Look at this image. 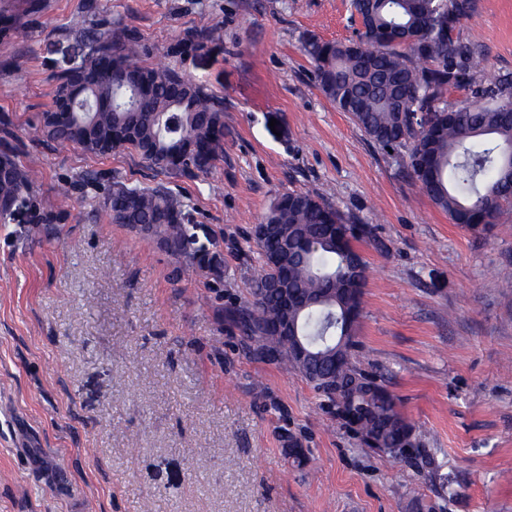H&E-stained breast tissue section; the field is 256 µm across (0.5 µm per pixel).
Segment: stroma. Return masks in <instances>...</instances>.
Masks as SVG:
<instances>
[{
  "label": "stroma",
  "instance_id": "obj_1",
  "mask_svg": "<svg viewBox=\"0 0 512 512\" xmlns=\"http://www.w3.org/2000/svg\"><path fill=\"white\" fill-rule=\"evenodd\" d=\"M486 74L512 73V0H478ZM0 115L37 172L0 224V512H512V206L486 230L454 224L320 91L303 46L343 40L349 0H0ZM132 30L224 99V152L182 178L197 243L224 276L175 271L75 183L154 184L127 152L93 157L34 140L56 79L91 43L74 19ZM218 29L184 53L188 33ZM357 224L368 279L357 359L424 428L405 458L362 447L311 383L255 358L228 310L259 272L253 229L288 191Z\"/></svg>",
  "mask_w": 512,
  "mask_h": 512
}]
</instances>
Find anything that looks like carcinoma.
Instances as JSON below:
<instances>
[{"label":"carcinoma","mask_w":512,"mask_h":512,"mask_svg":"<svg viewBox=\"0 0 512 512\" xmlns=\"http://www.w3.org/2000/svg\"><path fill=\"white\" fill-rule=\"evenodd\" d=\"M350 8L358 39L305 42L322 93L375 143L405 149L413 183L453 223L474 231L495 223L512 203V163L504 156L512 145V74L485 78L476 37L460 32L477 0H351ZM74 28L96 51L58 78L37 141L75 145L95 157L134 153L169 179L210 172L224 152V99L166 65L142 62L132 33L96 32L81 19ZM455 92L463 97L452 98ZM35 182L36 172L20 165L16 147L1 139L0 223L12 219L23 199L30 221L54 234L53 216L28 197ZM102 207L112 223L155 241L179 263L223 275L222 263L188 233L189 204L165 183L140 188L115 181ZM263 223L277 225V233L254 238L260 272L246 305L230 313L232 322L253 356L297 371L334 402L364 446L404 457L393 449L420 445L422 432L356 365L358 341L344 335L361 315L368 263L357 244L370 239V226L349 223L306 191L275 197ZM284 288L317 302L298 314V336L318 354L339 346L341 357L323 355L309 369L293 346L266 343Z\"/></svg>","instance_id":"1"}]
</instances>
